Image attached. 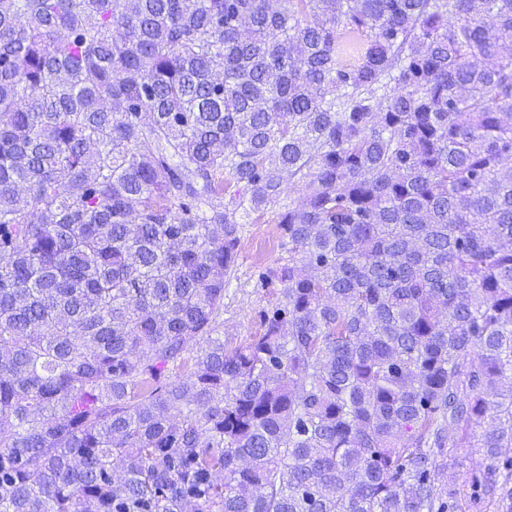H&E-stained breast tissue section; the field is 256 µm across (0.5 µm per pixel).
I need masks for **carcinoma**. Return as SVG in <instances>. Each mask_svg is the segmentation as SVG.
I'll use <instances>...</instances> for the list:
<instances>
[{
	"label": "carcinoma",
	"instance_id": "carcinoma-1",
	"mask_svg": "<svg viewBox=\"0 0 512 512\" xmlns=\"http://www.w3.org/2000/svg\"><path fill=\"white\" fill-rule=\"evenodd\" d=\"M487 415L512 512V0H0V512H449ZM295 184V179L289 180L288 173H284L285 191L279 201L268 207L255 224H244L236 268L224 293V310L218 317V335L224 336L228 348L246 344L259 333L258 312L276 298L273 288H257L256 281L272 260L288 258V245L281 238L276 219L284 207L297 206L305 197L303 183Z\"/></svg>",
	"mask_w": 512,
	"mask_h": 512
}]
</instances>
